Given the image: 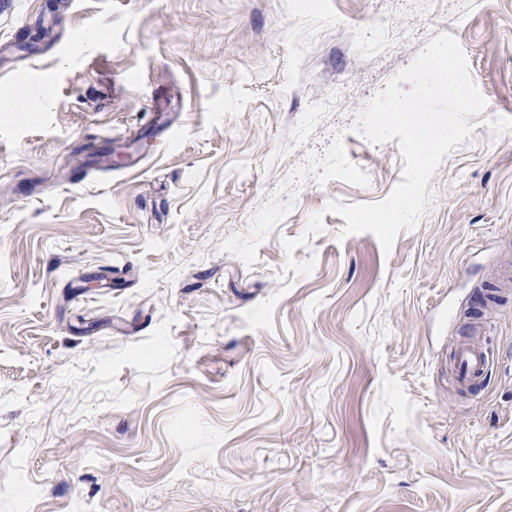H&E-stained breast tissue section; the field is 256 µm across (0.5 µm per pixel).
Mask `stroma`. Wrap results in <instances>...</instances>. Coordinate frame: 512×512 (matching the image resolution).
<instances>
[{
	"instance_id": "stroma-1",
	"label": "stroma",
	"mask_w": 512,
	"mask_h": 512,
	"mask_svg": "<svg viewBox=\"0 0 512 512\" xmlns=\"http://www.w3.org/2000/svg\"><path fill=\"white\" fill-rule=\"evenodd\" d=\"M442 33L486 108L386 252L327 206ZM511 272L512 0H0V512H512ZM50 105V100L40 88L26 83L21 84L15 92L11 103L12 112H45ZM458 358L461 367L460 377L464 383L483 380L490 364L486 351L463 339L458 345Z\"/></svg>"
}]
</instances>
